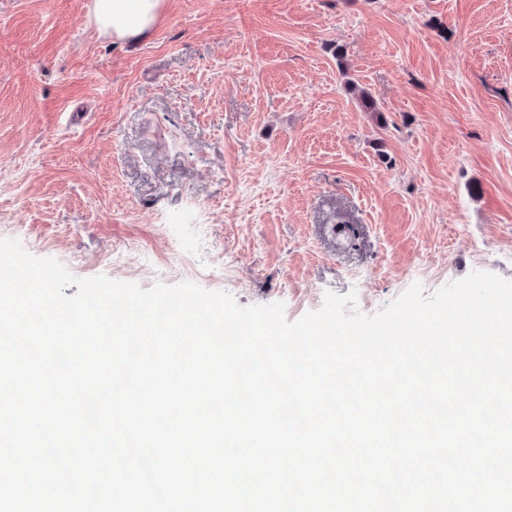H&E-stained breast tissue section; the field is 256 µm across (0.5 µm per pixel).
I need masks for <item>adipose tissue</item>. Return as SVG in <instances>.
<instances>
[{"label": "adipose tissue", "instance_id": "obj_1", "mask_svg": "<svg viewBox=\"0 0 512 512\" xmlns=\"http://www.w3.org/2000/svg\"><path fill=\"white\" fill-rule=\"evenodd\" d=\"M163 0H93L92 18L98 31L138 40L159 20Z\"/></svg>", "mask_w": 512, "mask_h": 512}]
</instances>
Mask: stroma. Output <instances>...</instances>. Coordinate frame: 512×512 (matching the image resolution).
<instances>
[{
    "label": "stroma",
    "mask_w": 512,
    "mask_h": 512,
    "mask_svg": "<svg viewBox=\"0 0 512 512\" xmlns=\"http://www.w3.org/2000/svg\"><path fill=\"white\" fill-rule=\"evenodd\" d=\"M91 3L0 0V238L290 321L512 280V0H165L135 43Z\"/></svg>",
    "instance_id": "35a3bbf8"
}]
</instances>
